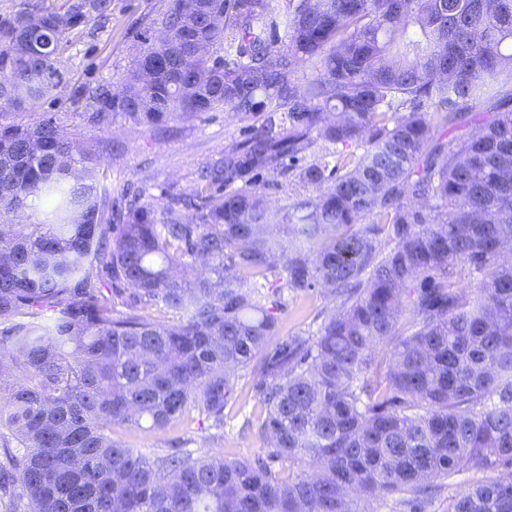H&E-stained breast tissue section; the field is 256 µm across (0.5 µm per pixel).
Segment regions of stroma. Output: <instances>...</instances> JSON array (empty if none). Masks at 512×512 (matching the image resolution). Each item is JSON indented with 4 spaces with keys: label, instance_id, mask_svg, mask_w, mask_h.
Instances as JSON below:
<instances>
[{
    "label": "stroma",
    "instance_id": "stroma-1",
    "mask_svg": "<svg viewBox=\"0 0 512 512\" xmlns=\"http://www.w3.org/2000/svg\"><path fill=\"white\" fill-rule=\"evenodd\" d=\"M169 0H112L108 19L74 31L61 54L60 78L52 100L31 112H0V123H32L54 116L74 141H92L99 148L105 181L115 202L134 194L143 200L164 202L171 193L193 195L199 190V172L219 158L231 142L246 135V121L232 110L178 117L147 128L117 117L95 125L88 116L93 107L78 92L102 83L120 90L146 30L163 15ZM280 327L270 339L278 344L287 336L316 330L334 303L319 291L281 294ZM265 407L250 372L236 381V391L224 410L223 429L191 416L167 431L148 432L116 426L112 436L148 457L175 449L199 456L223 452L228 459H254L267 445L258 432Z\"/></svg>",
    "mask_w": 512,
    "mask_h": 512
}]
</instances>
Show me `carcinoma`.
<instances>
[{"label": "carcinoma", "instance_id": "carcinoma-1", "mask_svg": "<svg viewBox=\"0 0 512 512\" xmlns=\"http://www.w3.org/2000/svg\"><path fill=\"white\" fill-rule=\"evenodd\" d=\"M110 6L1 16L0 101L51 97L61 44ZM88 96L97 123H254L195 198L126 208L96 145L52 117L0 124L4 512H361L384 495L420 512L465 467L496 476L448 512H512V0H169L121 93ZM320 141L296 173L317 194L270 209L255 176ZM280 270L275 292L339 305L269 350L280 304L250 277ZM244 369L266 457L150 460L112 438L192 412L224 428Z\"/></svg>", "mask_w": 512, "mask_h": 512}]
</instances>
